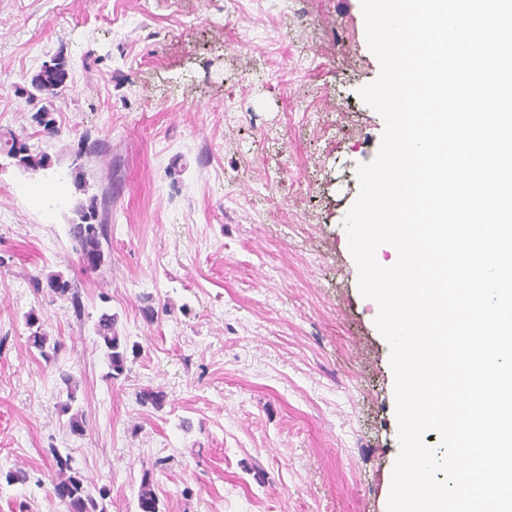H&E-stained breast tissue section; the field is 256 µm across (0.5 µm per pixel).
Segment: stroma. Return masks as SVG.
<instances>
[{"label":"stroma","mask_w":512,"mask_h":512,"mask_svg":"<svg viewBox=\"0 0 512 512\" xmlns=\"http://www.w3.org/2000/svg\"><path fill=\"white\" fill-rule=\"evenodd\" d=\"M56 60L49 101L31 80ZM379 74L361 0H0V140L45 160L0 154V470L29 476L0 482V512H68L51 446L107 512H138L146 473L160 512H387L391 351L343 227L385 129L358 95ZM92 201L95 271L70 233ZM52 273L83 314L34 290ZM105 312L135 348L116 379Z\"/></svg>","instance_id":"obj_1"}]
</instances>
